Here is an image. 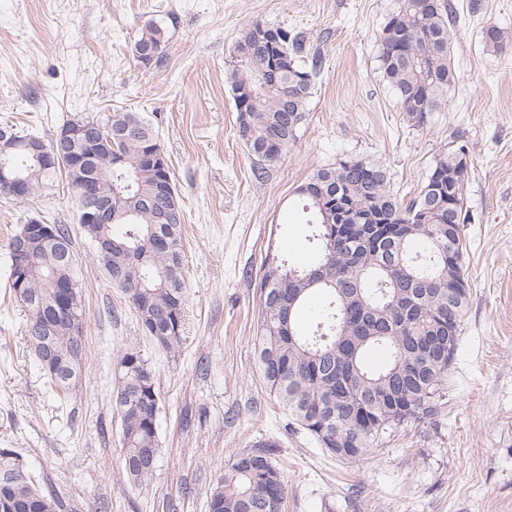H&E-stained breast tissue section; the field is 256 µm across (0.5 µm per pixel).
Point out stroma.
I'll return each mask as SVG.
<instances>
[{"label":"stroma","mask_w":512,"mask_h":512,"mask_svg":"<svg viewBox=\"0 0 512 512\" xmlns=\"http://www.w3.org/2000/svg\"><path fill=\"white\" fill-rule=\"evenodd\" d=\"M455 83L417 126L379 70L377 37L400 0H0V125L51 142L63 121L107 110L153 123L184 215L183 344L140 329L78 227L64 177L30 198L0 193V448L16 449L73 512H207L220 467L272 443L282 512H512V0H453ZM166 29L159 62L131 46ZM306 34L322 56L308 118L263 181L238 135L229 74L253 23ZM464 150L461 227L470 288L436 422L402 425L360 462L326 453L294 424L257 365L259 284L268 257L310 256L296 189L344 158L375 163L400 201L443 153ZM36 218L66 224L81 268L84 367L67 402L51 391L10 288L9 241ZM148 360L160 455L149 485L122 472L112 402L121 351Z\"/></svg>","instance_id":"stroma-1"}]
</instances>
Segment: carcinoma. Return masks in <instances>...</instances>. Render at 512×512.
Returning a JSON list of instances; mask_svg holds the SVG:
<instances>
[{"mask_svg":"<svg viewBox=\"0 0 512 512\" xmlns=\"http://www.w3.org/2000/svg\"><path fill=\"white\" fill-rule=\"evenodd\" d=\"M423 0H401L399 10L383 28L378 60L383 80L392 88L400 110L421 126L437 111L455 83L450 61L451 27L455 26L450 0H438L428 10ZM165 30L145 25L131 47L155 51L159 59ZM237 59L230 73L238 133L256 157L253 174L262 180L267 167L280 161L299 127L306 121L313 77L322 57L302 32L256 22L235 46ZM281 65L276 83H262L271 63ZM77 122L112 123V143L102 158L125 161L105 167L100 189L112 196L110 224H82L88 237L112 238V268L122 280L112 282L133 306L143 333L155 345L172 352L183 341L186 287L182 277V222L160 224L156 219L159 172L138 164L140 151L157 147L153 124L139 112L115 110L73 117ZM31 134L0 129V167L7 173L32 178L42 189L56 171L37 169L31 156ZM466 166L457 152L435 159L427 182L408 203L390 190L386 173L361 159H344L323 167L313 177L348 197L349 217L341 224L326 223L319 203L301 195L307 241L315 255L307 266L281 259V279L268 280L264 270L259 305L258 368L263 382L278 396L297 424L321 448L335 456L336 435H345L360 448H369L383 433L438 413L442 388L469 299L462 268L461 224L463 196H454L448 181L465 179ZM440 189L441 202L425 201ZM377 212L384 231L359 236V216ZM163 237L168 248L153 247ZM70 279L76 295L74 319L57 322L52 313L56 283ZM78 259L60 260L58 245L35 248L24 291L12 289L28 312L27 328L43 325L54 359L64 375L46 369L40 346L28 338L40 370L60 391L79 383L83 372V309ZM321 292L327 300L320 327L309 333L301 315L309 298ZM384 349L388 360L377 368L365 365V352ZM120 372L112 400L120 413L121 458L128 480L137 485L153 477L160 453L156 417L158 393L148 361L131 348L117 360ZM339 456V455H337ZM362 455L339 456L357 462ZM286 484L265 451L244 452L220 473L207 502L208 512H281ZM64 497L51 485L35 486L26 465L11 448H0V512H63Z\"/></svg>","mask_w":512,"mask_h":512,"instance_id":"carcinoma-1","label":"carcinoma"}]
</instances>
